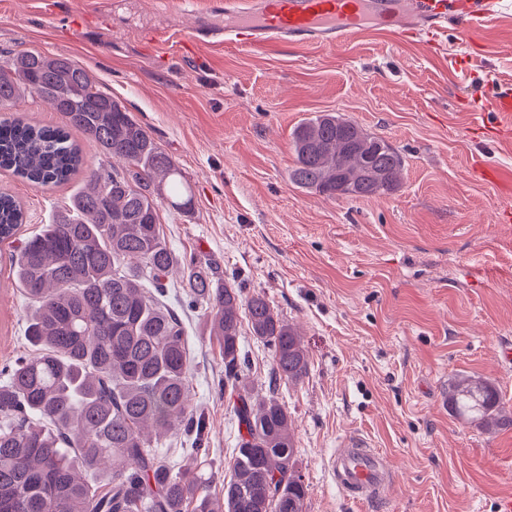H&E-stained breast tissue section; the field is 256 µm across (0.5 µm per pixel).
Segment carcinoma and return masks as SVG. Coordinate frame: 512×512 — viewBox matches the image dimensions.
I'll list each match as a JSON object with an SVG mask.
<instances>
[{
	"label": "carcinoma",
	"mask_w": 512,
	"mask_h": 512,
	"mask_svg": "<svg viewBox=\"0 0 512 512\" xmlns=\"http://www.w3.org/2000/svg\"><path fill=\"white\" fill-rule=\"evenodd\" d=\"M27 92L60 112L50 127L0 119V168L36 187L64 183L83 166L69 129L103 160L52 223L9 254L31 313L29 354L5 365L0 384V512H305L292 421L273 396L255 398L240 347L242 319L272 352L275 376L297 382L308 360L296 328L261 295L246 297L211 264L183 261L188 304L208 310L224 359V387L246 430L221 497L202 491L195 464L178 465L161 438L200 433L190 403L192 369L177 313L163 300L177 258L159 212L186 208L169 192L180 170L119 100L73 61L25 51L0 59V107ZM295 185L327 198H373L400 186L404 159L381 137L332 112L292 134ZM24 210L0 193V244L14 242ZM456 414L491 430L495 387L471 376L449 383ZM99 472L89 483L83 473Z\"/></svg>",
	"instance_id": "cac0c4a2"
}]
</instances>
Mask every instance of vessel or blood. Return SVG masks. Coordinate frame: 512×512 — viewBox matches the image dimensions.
<instances>
[{
    "mask_svg": "<svg viewBox=\"0 0 512 512\" xmlns=\"http://www.w3.org/2000/svg\"><path fill=\"white\" fill-rule=\"evenodd\" d=\"M209 10L223 14V27L195 30L196 45L259 47L273 42L341 47L374 29L397 39L433 37L448 20L468 15L472 24L512 8V0H210ZM496 131L512 134V87L491 100ZM331 474L349 498L372 502L393 484L385 455L359 435L344 438L331 457Z\"/></svg>",
    "mask_w": 512,
    "mask_h": 512,
    "instance_id": "1",
    "label": "vessel or blood"
}]
</instances>
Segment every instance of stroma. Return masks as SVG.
I'll list each match as a JSON object with an SVG mask.
<instances>
[{
    "label": "stroma",
    "instance_id": "1",
    "mask_svg": "<svg viewBox=\"0 0 512 512\" xmlns=\"http://www.w3.org/2000/svg\"><path fill=\"white\" fill-rule=\"evenodd\" d=\"M192 21L164 0H0V55L67 57L128 107L175 160L193 194L190 212L163 207L177 256L218 264L226 281L263 296L299 330L303 381L274 379L268 348L243 331L255 393L274 396L295 425L306 512H498L512 496V427L485 431L446 406L448 381L481 377L512 415V142L473 138L475 112L512 83V13L470 40L449 22L435 48L376 34L341 48L194 45ZM468 58L458 82L448 62ZM335 112L405 156L400 187L377 198L325 199L292 184V133ZM84 164L63 184L37 188L0 169L27 237L48 223L100 161L72 131ZM496 169L495 183L471 176ZM28 303L0 257V364L29 352ZM192 366L191 404L202 436L165 442L170 456L207 448L198 469L220 493L240 437L224 361L201 309L182 308ZM350 434L384 454L396 485L358 503L336 486L330 457Z\"/></svg>",
    "mask_w": 512,
    "mask_h": 512
}]
</instances>
